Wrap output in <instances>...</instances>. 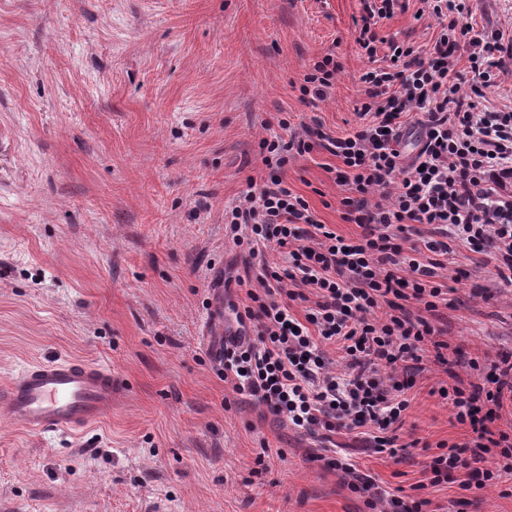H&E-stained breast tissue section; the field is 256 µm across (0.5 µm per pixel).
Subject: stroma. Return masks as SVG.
<instances>
[{
	"mask_svg": "<svg viewBox=\"0 0 512 512\" xmlns=\"http://www.w3.org/2000/svg\"><path fill=\"white\" fill-rule=\"evenodd\" d=\"M361 0H0V382L72 358L112 369V415L44 436L0 416V512H367L321 440L266 409L225 403L202 326L225 272L244 257L225 238L224 206L264 176L265 123L319 118L343 135L358 118L368 62L354 40ZM468 22L512 40V0H469ZM384 35L426 45L436 23L412 12ZM343 65L318 108L299 87L327 52ZM315 151L288 184L319 219L352 237L344 194ZM448 340L465 357L512 354V288L479 275L450 296ZM408 393L398 461L336 434L340 457L379 489L443 512H512V481L462 492L428 486L438 444L466 440L431 389ZM281 449L268 469L261 444Z\"/></svg>",
	"mask_w": 512,
	"mask_h": 512,
	"instance_id": "35a3bbf8",
	"label": "stroma"
}]
</instances>
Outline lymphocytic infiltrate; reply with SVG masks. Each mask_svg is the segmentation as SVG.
I'll return each mask as SVG.
<instances>
[{"label": "lymphocytic infiltrate", "mask_w": 512, "mask_h": 512, "mask_svg": "<svg viewBox=\"0 0 512 512\" xmlns=\"http://www.w3.org/2000/svg\"><path fill=\"white\" fill-rule=\"evenodd\" d=\"M355 41L369 61L360 78L356 127L334 136L321 121L261 138L264 177L224 208V222L251 274L236 277L246 301L228 302L235 335L214 368L241 401L328 440L363 430L365 448L396 458V432L426 351L446 381L434 392L470 430L426 464L430 486L481 490L512 476V360L483 382L464 380L448 356V292L468 279L449 272L456 249L492 254L489 275L512 287V108L492 110L488 90L512 66V44L466 22L467 0H417L416 17L439 32L419 49L382 36L406 0H361ZM343 66L335 53L304 74V103L317 106ZM413 152H406L407 142ZM323 150L336 157L333 181L353 238L323 224L285 177L290 159ZM280 259L268 261L267 251ZM336 346L340 360L328 357ZM500 467L487 468L488 457ZM369 512H427L425 497L381 492L354 464L326 458ZM464 480H456L457 471Z\"/></svg>", "instance_id": "obj_1"}]
</instances>
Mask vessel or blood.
I'll use <instances>...</instances> for the list:
<instances>
[{
	"label": "vessel or blood",
	"instance_id": "vessel-or-blood-1",
	"mask_svg": "<svg viewBox=\"0 0 512 512\" xmlns=\"http://www.w3.org/2000/svg\"><path fill=\"white\" fill-rule=\"evenodd\" d=\"M112 371L76 359L28 366L0 385V413L30 432H76L112 413Z\"/></svg>",
	"mask_w": 512,
	"mask_h": 512
}]
</instances>
